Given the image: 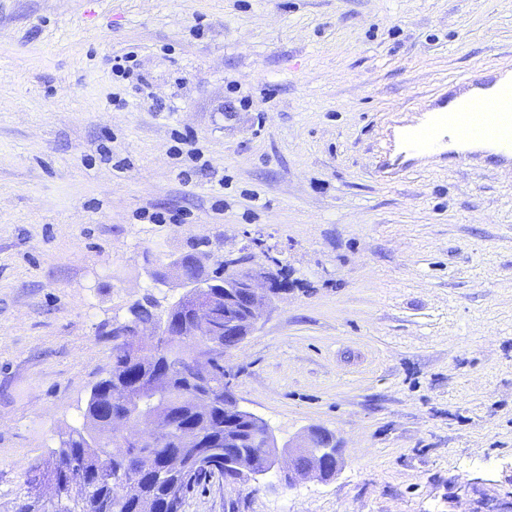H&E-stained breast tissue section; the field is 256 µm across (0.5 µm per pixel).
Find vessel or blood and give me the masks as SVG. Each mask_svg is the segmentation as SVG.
Returning <instances> with one entry per match:
<instances>
[{"label": "vessel or blood", "mask_w": 512, "mask_h": 512, "mask_svg": "<svg viewBox=\"0 0 512 512\" xmlns=\"http://www.w3.org/2000/svg\"><path fill=\"white\" fill-rule=\"evenodd\" d=\"M432 112L433 125L412 133L413 152L442 141L455 145L454 158L463 164L480 160L487 150L500 162H512V78L471 74Z\"/></svg>", "instance_id": "b4317fda"}]
</instances>
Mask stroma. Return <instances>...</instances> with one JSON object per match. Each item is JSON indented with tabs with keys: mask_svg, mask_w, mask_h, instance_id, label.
<instances>
[{
	"mask_svg": "<svg viewBox=\"0 0 512 512\" xmlns=\"http://www.w3.org/2000/svg\"><path fill=\"white\" fill-rule=\"evenodd\" d=\"M477 69L512 75V0H0V512L194 243L291 269L225 364L279 443L317 426L342 463L182 512L512 502V164L395 165Z\"/></svg>",
	"mask_w": 512,
	"mask_h": 512,
	"instance_id": "obj_1",
	"label": "stroma"
}]
</instances>
